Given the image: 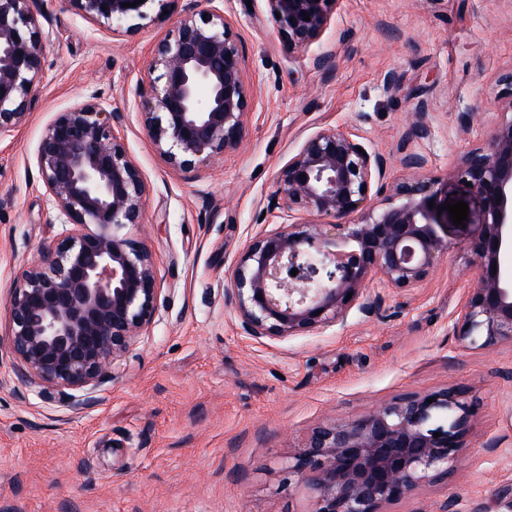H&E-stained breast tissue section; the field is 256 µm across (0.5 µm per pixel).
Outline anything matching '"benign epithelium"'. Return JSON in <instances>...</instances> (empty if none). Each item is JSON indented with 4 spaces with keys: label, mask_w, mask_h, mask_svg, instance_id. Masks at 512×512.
<instances>
[{
    "label": "benign epithelium",
    "mask_w": 512,
    "mask_h": 512,
    "mask_svg": "<svg viewBox=\"0 0 512 512\" xmlns=\"http://www.w3.org/2000/svg\"><path fill=\"white\" fill-rule=\"evenodd\" d=\"M29 2L0 0V136L26 121L42 70V31ZM73 2L119 28L146 18L152 0L135 7L134 0ZM266 2L279 14V34L301 50L321 39L341 0ZM243 64L239 35L217 7L189 6L159 42L135 95L143 127L172 169L192 171L240 148L251 110ZM500 83L501 122L448 172L470 183L466 190L479 203L464 244L477 280L452 325L474 348L512 341V72ZM113 118L92 93L58 113L37 153L62 230L10 298L9 341L23 375L45 391L98 383L155 322L160 288L152 255L128 232L145 223L148 187L114 135ZM400 163L412 177L388 182L390 158L335 128L317 131L288 158L271 196L280 222L250 236L227 278L225 298L243 335L342 328L352 308L370 314L386 293L428 278L450 246L448 211H437L434 182L419 178L425 159L406 154ZM383 192L378 210L373 197ZM475 409L454 387L374 406L355 420L316 427L288 472L314 492L312 512H382L420 484L448 477L469 447Z\"/></svg>",
    "instance_id": "benign-epithelium-1"
}]
</instances>
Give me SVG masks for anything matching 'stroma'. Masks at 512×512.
I'll return each instance as SVG.
<instances>
[{"instance_id":"35a3bbf8","label":"stroma","mask_w":512,"mask_h":512,"mask_svg":"<svg viewBox=\"0 0 512 512\" xmlns=\"http://www.w3.org/2000/svg\"><path fill=\"white\" fill-rule=\"evenodd\" d=\"M188 0L150 4L136 31L87 19L71 0H34L44 53L25 124L0 137V512H312L284 464L311 431L370 406L447 387L478 404L470 446L447 480L384 512H512V342L479 349L455 336L476 282L454 225L429 278L389 294L345 328L253 340L225 302L247 239L273 220L278 170L322 128L357 134L389 156L422 155L423 177L478 204L448 171L484 146L500 120L501 75L512 71V0H341L318 43L289 47L265 0H223L240 35L252 94L241 147L177 172L144 131L135 87L155 43ZM334 58L324 68L314 59ZM97 91L113 130L150 186L140 234L161 292L155 322L106 380L68 400L26 378L8 344L9 299L44 242L61 230L36 156L57 112ZM427 134L410 135L416 112ZM493 437L501 448L486 449Z\"/></svg>"}]
</instances>
